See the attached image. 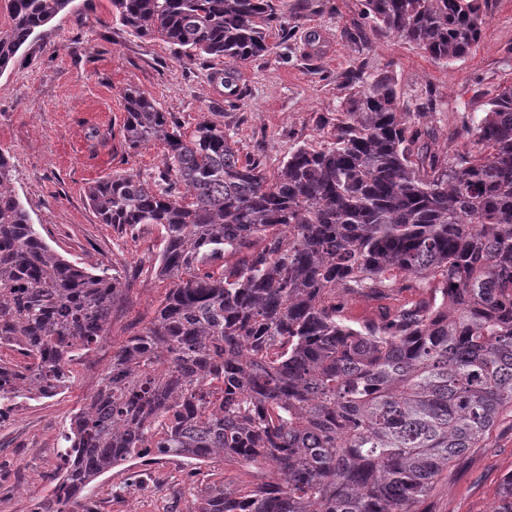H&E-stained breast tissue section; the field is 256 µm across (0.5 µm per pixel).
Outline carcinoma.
<instances>
[{"instance_id": "carcinoma-1", "label": "carcinoma", "mask_w": 512, "mask_h": 512, "mask_svg": "<svg viewBox=\"0 0 512 512\" xmlns=\"http://www.w3.org/2000/svg\"><path fill=\"white\" fill-rule=\"evenodd\" d=\"M73 0H7L0 71ZM115 20L186 54L224 58V84L269 51L273 0H111ZM373 24L446 63L472 48L482 0H365ZM128 148L158 142L153 183L127 172L89 187L100 221L166 231L154 316L112 349L70 419L64 464L35 512H89L112 468L173 456L261 463L267 481L202 489L190 512H423L437 480L512 408V85L468 144L421 147L393 78L352 84L331 141L273 178L224 127L191 133L137 88ZM0 153V414L51 397L104 336L118 274L52 251ZM429 296L355 326L350 295Z\"/></svg>"}]
</instances>
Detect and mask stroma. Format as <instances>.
Masks as SVG:
<instances>
[{
  "label": "stroma",
  "mask_w": 512,
  "mask_h": 512,
  "mask_svg": "<svg viewBox=\"0 0 512 512\" xmlns=\"http://www.w3.org/2000/svg\"><path fill=\"white\" fill-rule=\"evenodd\" d=\"M282 16L270 51L239 67V90L221 82L223 58H187L178 46L140 37L112 15L110 0H72L40 28L0 72V152L14 167L13 186L33 224L56 253L80 268L118 271L123 291L104 340L80 350L68 388L21 400L0 416V512H34L62 465L60 447L72 415L98 387L113 345L141 330L166 292L157 275L163 230L123 231L101 223L88 189L126 171L150 180L163 148L130 150L122 137L124 93L136 87L184 131L204 120L222 125L240 156L276 173L303 144L330 140L349 94L347 78L390 74L400 105L420 120L432 150L453 155L500 86L512 83V0H486L479 41L463 58L432 60L363 18V0H275ZM265 466L228 461L192 467L158 457L119 466L87 491L90 512H190L210 482L256 483ZM512 476V408L477 448L433 487L426 512H494Z\"/></svg>",
  "instance_id": "35a3bbf8"
}]
</instances>
